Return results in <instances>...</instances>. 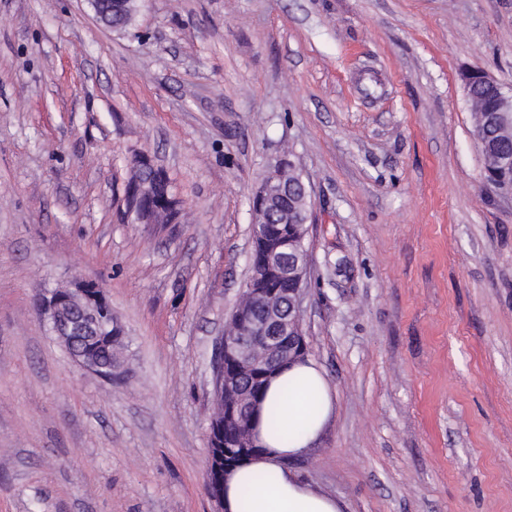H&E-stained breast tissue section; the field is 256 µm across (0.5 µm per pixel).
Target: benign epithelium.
Returning a JSON list of instances; mask_svg holds the SVG:
<instances>
[{"instance_id": "benign-epithelium-1", "label": "benign epithelium", "mask_w": 512, "mask_h": 512, "mask_svg": "<svg viewBox=\"0 0 512 512\" xmlns=\"http://www.w3.org/2000/svg\"><path fill=\"white\" fill-rule=\"evenodd\" d=\"M498 107L489 113L488 127L493 132L485 140L488 157L499 155L494 135L506 128L512 129V94H499ZM287 168L279 163L255 192L252 208V239H261L264 255V275L260 280L263 288L244 285V294L257 301L255 308L241 306L230 322L236 335H224L219 341L218 352L229 357L231 369L224 361H215L214 390L231 399L224 413V424L241 419L240 374L238 362H248L260 372L261 378H270L284 365L303 358L308 353V344L303 331V302L309 265L299 258L284 265L280 256L285 251L298 252L303 247L301 236L287 224H306L309 210L301 211L295 220H284V227H267L268 212L279 199L288 195L290 185L282 175ZM164 200L155 196V187L150 182L136 179L130 186L129 212L139 222H148L149 213ZM38 308L50 331L65 347L70 356L80 365L108 379L112 373L103 372L99 366L97 351L104 344L112 343L115 336H124V329L112 314V306L103 289L83 281H73L70 288L45 291L39 299Z\"/></svg>"}]
</instances>
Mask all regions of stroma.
I'll use <instances>...</instances> for the list:
<instances>
[{"instance_id": "obj_1", "label": "stroma", "mask_w": 512, "mask_h": 512, "mask_svg": "<svg viewBox=\"0 0 512 512\" xmlns=\"http://www.w3.org/2000/svg\"><path fill=\"white\" fill-rule=\"evenodd\" d=\"M512 88V0H0V512H223L213 357L278 160L310 193L307 357L336 410L288 467L341 512H512V196L461 75ZM146 155L180 201L127 207ZM102 288L113 378L48 289ZM73 288L45 291L38 308L50 331L80 365L108 379L112 373L102 372L97 351L106 343L112 346L113 336L124 338V329L112 314V306L102 288L83 281H73ZM103 349L102 365L117 359L120 343Z\"/></svg>"}]
</instances>
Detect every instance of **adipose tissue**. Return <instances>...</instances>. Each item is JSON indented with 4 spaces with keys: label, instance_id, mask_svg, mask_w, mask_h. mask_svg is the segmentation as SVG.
I'll return each instance as SVG.
<instances>
[{
    "label": "adipose tissue",
    "instance_id": "obj_1",
    "mask_svg": "<svg viewBox=\"0 0 512 512\" xmlns=\"http://www.w3.org/2000/svg\"><path fill=\"white\" fill-rule=\"evenodd\" d=\"M334 411L332 388L315 362L284 366L256 413L259 453L224 481V512H340L334 497L302 482L286 465L311 448Z\"/></svg>",
    "mask_w": 512,
    "mask_h": 512
}]
</instances>
